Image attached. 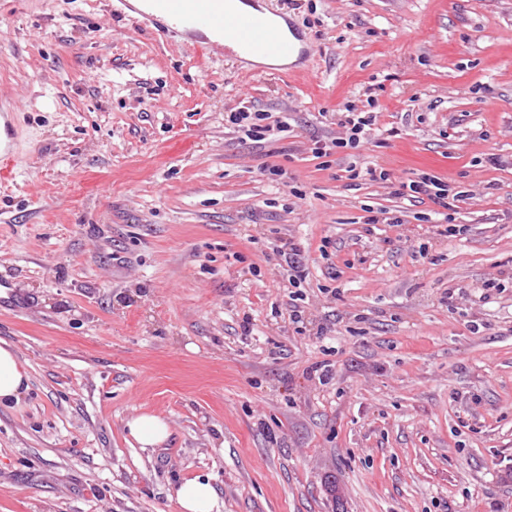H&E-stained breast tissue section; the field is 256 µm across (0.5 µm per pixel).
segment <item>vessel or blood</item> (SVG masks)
Masks as SVG:
<instances>
[{
	"mask_svg": "<svg viewBox=\"0 0 512 512\" xmlns=\"http://www.w3.org/2000/svg\"><path fill=\"white\" fill-rule=\"evenodd\" d=\"M124 11L140 27L185 42L235 45L236 61L248 55L296 57L307 61L313 46L297 28L282 30L264 8L265 0H243L241 10L231 0H120ZM22 105L0 99V161L10 164L18 157L15 115Z\"/></svg>",
	"mask_w": 512,
	"mask_h": 512,
	"instance_id": "b4317fda",
	"label": "vessel or blood"
}]
</instances>
